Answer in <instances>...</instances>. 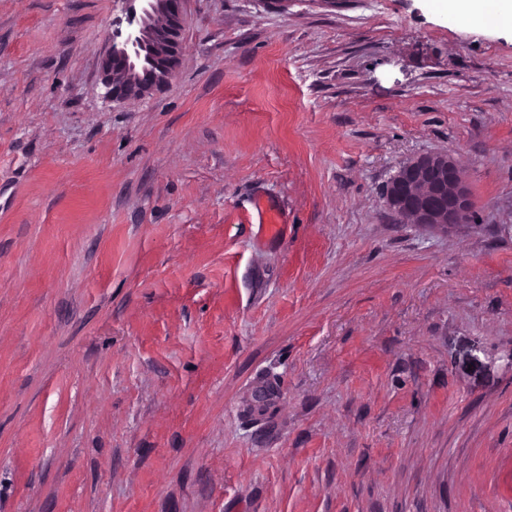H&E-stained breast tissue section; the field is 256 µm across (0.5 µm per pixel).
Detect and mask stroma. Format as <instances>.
<instances>
[{
	"label": "stroma",
	"instance_id": "35a3bbf8",
	"mask_svg": "<svg viewBox=\"0 0 512 512\" xmlns=\"http://www.w3.org/2000/svg\"><path fill=\"white\" fill-rule=\"evenodd\" d=\"M129 30L0 0V512H512V29L188 0L113 103ZM430 153L468 223L389 214ZM138 2L141 24L160 18L157 24L149 27L148 43L157 51L150 54L151 65L155 70H143L142 75L118 77L116 72L135 70L133 57H139L147 45L140 39H129L121 47L112 45L102 61V81L106 88L105 97L112 101L132 98L143 99L167 88L177 75L182 34L184 30L185 8L188 0H133Z\"/></svg>",
	"mask_w": 512,
	"mask_h": 512
}]
</instances>
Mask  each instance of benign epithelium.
Returning a JSON list of instances; mask_svg holds the SVG:
<instances>
[{
  "instance_id": "benign-epithelium-1",
  "label": "benign epithelium",
  "mask_w": 512,
  "mask_h": 512,
  "mask_svg": "<svg viewBox=\"0 0 512 512\" xmlns=\"http://www.w3.org/2000/svg\"><path fill=\"white\" fill-rule=\"evenodd\" d=\"M148 42L129 39L109 48L102 61L105 97L143 99L167 88L177 75L188 0H136ZM388 209L410 224L446 227L466 222L473 198L466 178L447 153L402 163L386 187Z\"/></svg>"
}]
</instances>
